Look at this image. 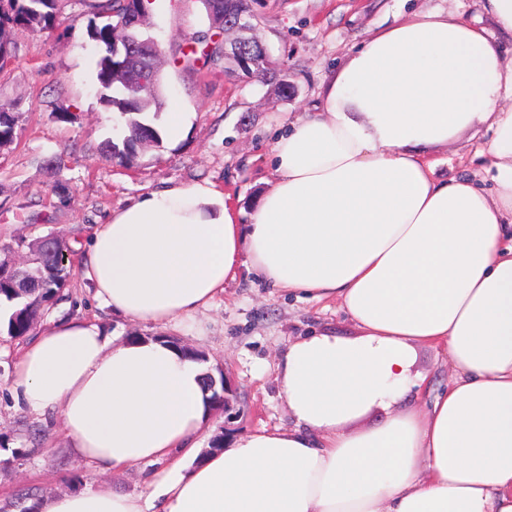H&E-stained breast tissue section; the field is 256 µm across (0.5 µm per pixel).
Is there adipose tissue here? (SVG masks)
Returning a JSON list of instances; mask_svg holds the SVG:
<instances>
[{
    "instance_id": "obj_1",
    "label": "adipose tissue",
    "mask_w": 512,
    "mask_h": 512,
    "mask_svg": "<svg viewBox=\"0 0 512 512\" xmlns=\"http://www.w3.org/2000/svg\"><path fill=\"white\" fill-rule=\"evenodd\" d=\"M492 29L418 10L376 31L276 140V179L246 224L210 182L153 190L81 246L98 306L159 328L207 308L241 267L274 288L338 299L356 335L288 346L293 427L202 455L205 365L155 338L79 317L26 344L16 398L58 410L100 472L172 458L146 495L102 487L35 512H512V64ZM484 129L494 183L442 182L427 154ZM457 376L423 407L416 348ZM385 410L381 421L364 418Z\"/></svg>"
}]
</instances>
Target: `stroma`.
<instances>
[{"label": "stroma", "instance_id": "obj_1", "mask_svg": "<svg viewBox=\"0 0 512 512\" xmlns=\"http://www.w3.org/2000/svg\"><path fill=\"white\" fill-rule=\"evenodd\" d=\"M414 9L470 17L480 11L478 0H255L256 33L297 87L295 95L282 98L270 86L225 73L220 64L174 67V53L209 22L200 0H153L146 31L163 51L166 105L184 112L186 133L143 151L130 166L104 151L118 137L122 118L99 100V50L88 35L95 17L85 0H66L53 29L10 28L12 61L0 71V103L10 104L16 125L12 142L0 147V248L24 255L28 243L51 233L75 246L106 215L144 193L197 181L223 190L239 223H248L257 198L275 180L272 152L283 124L318 111L327 77L369 35ZM477 147V139L464 134L433 150L437 178L471 177L492 189ZM66 315L101 324L118 339L161 332L204 352L209 372L224 373L234 385L237 411L231 420L220 410L211 414L200 438L204 449L218 436L228 441L293 426L278 370L288 345L316 332L356 333L337 301L267 288L244 268L195 319L161 331L99 308L77 275L33 329ZM24 344L0 332V506L27 492L39 499L102 484L137 495L147 477L170 467L167 459L144 461L101 475L78 459L58 412L37 415L11 397L13 365ZM414 370L433 394L455 377L445 353L428 345L418 347ZM21 447L26 457L12 459L11 449Z\"/></svg>", "mask_w": 512, "mask_h": 512}]
</instances>
